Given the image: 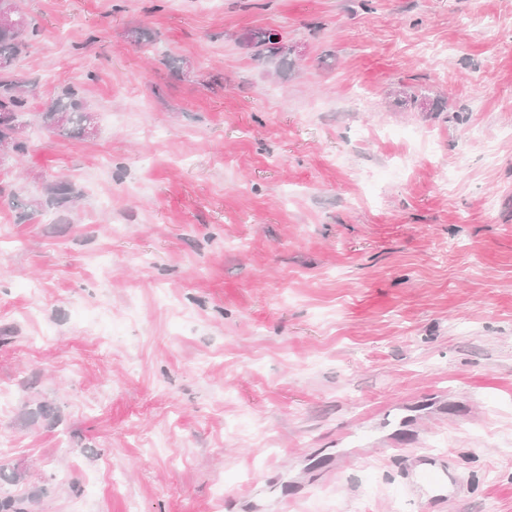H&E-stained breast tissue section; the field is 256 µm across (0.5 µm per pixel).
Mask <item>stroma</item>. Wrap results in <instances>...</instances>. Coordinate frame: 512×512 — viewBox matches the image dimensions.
Here are the masks:
<instances>
[{
    "label": "stroma",
    "mask_w": 512,
    "mask_h": 512,
    "mask_svg": "<svg viewBox=\"0 0 512 512\" xmlns=\"http://www.w3.org/2000/svg\"><path fill=\"white\" fill-rule=\"evenodd\" d=\"M20 4L31 111L73 86L97 132L0 158V494L430 512L373 447L397 408L442 512H512V0ZM60 178L72 212L13 203ZM277 33L267 31H252L243 38V43L253 49L254 56L266 61H277L280 65H293L288 52L283 51L282 46L285 43L283 39L278 38ZM386 449L410 458L412 463L406 470L407 486L414 496L425 501L431 509L454 496L458 480L445 456L416 452L414 448H405L394 439H389Z\"/></svg>",
    "instance_id": "35a3bbf8"
}]
</instances>
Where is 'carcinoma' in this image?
<instances>
[{"instance_id":"1","label":"carcinoma","mask_w":512,"mask_h":512,"mask_svg":"<svg viewBox=\"0 0 512 512\" xmlns=\"http://www.w3.org/2000/svg\"><path fill=\"white\" fill-rule=\"evenodd\" d=\"M23 30H10L0 27V60H17L27 49L29 40L37 35V28L26 15H21ZM243 43L253 49L254 56L266 61H275L280 65H293L289 54L283 51L284 40L278 34L267 31H252L243 37ZM31 82L14 74V70L0 71V149H7L15 156H23L28 151L26 127L29 115V90ZM90 112L85 102L72 90L67 89L42 112L35 117L49 132L70 138L88 137ZM80 197L79 192L66 181H57L46 188L44 199L29 205L25 201L19 206L25 210L63 208L74 203ZM35 498H0V512H30Z\"/></svg>"}]
</instances>
